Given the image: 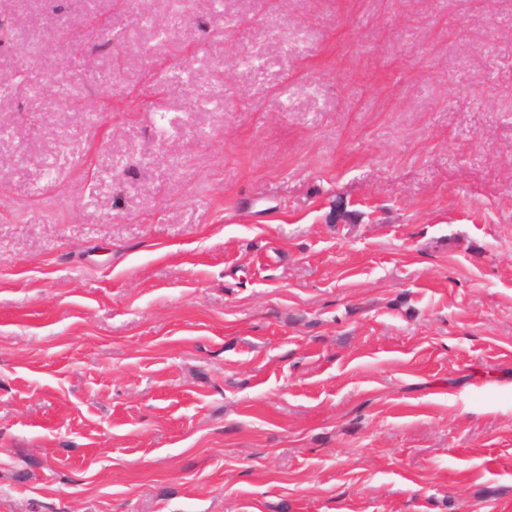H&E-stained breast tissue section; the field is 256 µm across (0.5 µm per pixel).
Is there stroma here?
Segmentation results:
<instances>
[{"mask_svg":"<svg viewBox=\"0 0 512 512\" xmlns=\"http://www.w3.org/2000/svg\"><path fill=\"white\" fill-rule=\"evenodd\" d=\"M0 14V512H512V0Z\"/></svg>","mask_w":512,"mask_h":512,"instance_id":"35a3bbf8","label":"stroma"}]
</instances>
